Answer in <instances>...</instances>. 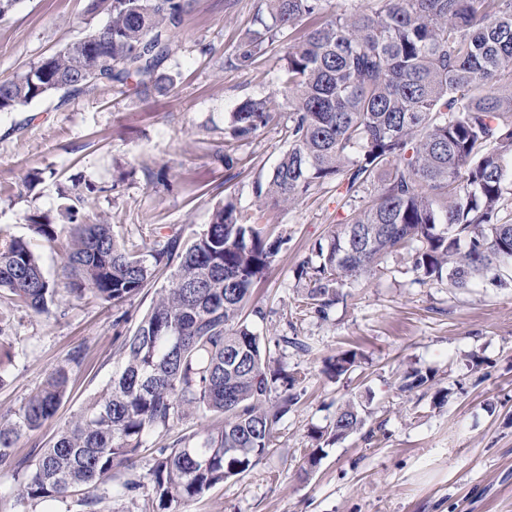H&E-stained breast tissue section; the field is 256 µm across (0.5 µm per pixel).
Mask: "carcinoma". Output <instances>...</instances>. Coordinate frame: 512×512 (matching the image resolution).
<instances>
[{"mask_svg":"<svg viewBox=\"0 0 512 512\" xmlns=\"http://www.w3.org/2000/svg\"><path fill=\"white\" fill-rule=\"evenodd\" d=\"M259 20L236 47L247 67L280 35L299 32L283 56L288 150L258 180L259 206L278 208L334 181L351 207L326 243H317L296 275L312 284L305 300L320 314L336 304L345 281L410 248L423 284L463 290L482 281L512 286V215L504 213L512 176V0H369L329 13L328 0H265ZM195 0H96L108 15L62 50L0 81V112L58 97L62 105L100 85L133 84L148 99L176 80L171 38ZM276 101L246 99L231 114L224 142L249 139L273 122ZM93 184L63 207L69 239L48 218L29 217L36 236L63 250L66 288L104 303H123L169 272L134 331L117 336V369L106 392L87 401L30 461L16 453L25 432L51 422L66 396L60 366L12 421H0V467L21 500H62L122 474L139 486L134 460L152 436L190 417L214 422L154 449L155 512H178L211 488L258 464L277 446L281 421L301 400L299 377L270 369V349L248 320L253 285L288 239L243 216L227 201L189 237L124 238L91 218ZM0 292L15 307L50 313L58 284L43 272L30 242L0 239ZM356 354L328 360L347 374ZM430 375L413 368L401 389ZM277 393L273 404L267 403ZM367 406L342 403L323 444L366 423Z\"/></svg>","mask_w":512,"mask_h":512,"instance_id":"cac0c4a2","label":"carcinoma"}]
</instances>
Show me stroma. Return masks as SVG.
I'll return each mask as SVG.
<instances>
[{"label":"stroma","instance_id":"1","mask_svg":"<svg viewBox=\"0 0 512 512\" xmlns=\"http://www.w3.org/2000/svg\"><path fill=\"white\" fill-rule=\"evenodd\" d=\"M92 0H19L0 20V81L82 37ZM264 0H196L171 44L176 83L165 94L139 97L133 86H102L58 105L49 98L24 112H0V235L32 242L46 276L63 281L59 249L36 240L29 218L57 216L63 195L91 183L93 212L119 235L138 226L189 235L216 205L260 213L288 243L250 299L253 324L274 343L285 372L305 394L283 420L277 447L253 468L211 489L186 512H512V287L478 284L466 291L423 285L408 251L389 255L372 274L347 281L343 297L321 317L303 303L306 281L295 268L310 246L327 241L347 214L335 184L305 199L259 210L253 195L288 147L287 115L249 140L224 144L231 112L244 100L279 98L283 43L252 66L233 63L235 48L266 17ZM229 148L234 172L214 159ZM166 170L169 188L145 171ZM42 179L27 185L28 173ZM156 285L113 306L59 291L50 314L0 305V332L10 359L0 375V421L13 418L49 373L74 350L83 362L52 424L24 434L19 456L34 457L57 427L105 388L117 367L115 337L128 334L150 306ZM298 337L302 348L283 344ZM356 352L358 365L340 379L328 357ZM430 371L426 386L401 390L407 370ZM348 400L368 401L366 426L325 446L317 469L301 475L313 431L328 427ZM152 449L135 462L140 486L118 494L100 485L98 512H152ZM86 490L63 501H18L10 472L0 470V512H85Z\"/></svg>","mask_w":512,"mask_h":512}]
</instances>
